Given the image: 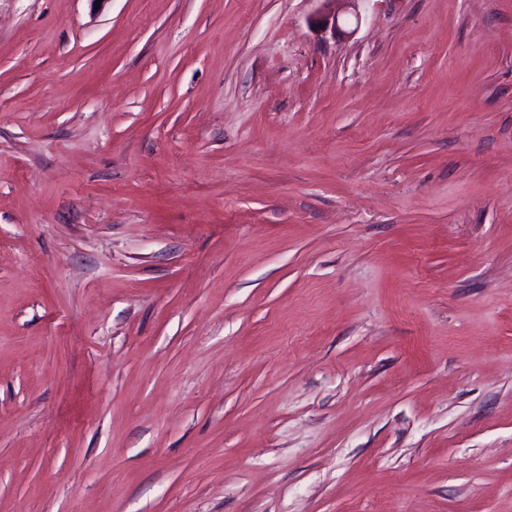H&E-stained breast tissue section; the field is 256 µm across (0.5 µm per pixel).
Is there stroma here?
I'll return each instance as SVG.
<instances>
[{
  "mask_svg": "<svg viewBox=\"0 0 512 512\" xmlns=\"http://www.w3.org/2000/svg\"><path fill=\"white\" fill-rule=\"evenodd\" d=\"M0 0V512H512V0Z\"/></svg>",
  "mask_w": 512,
  "mask_h": 512,
  "instance_id": "35a3bbf8",
  "label": "stroma"
}]
</instances>
